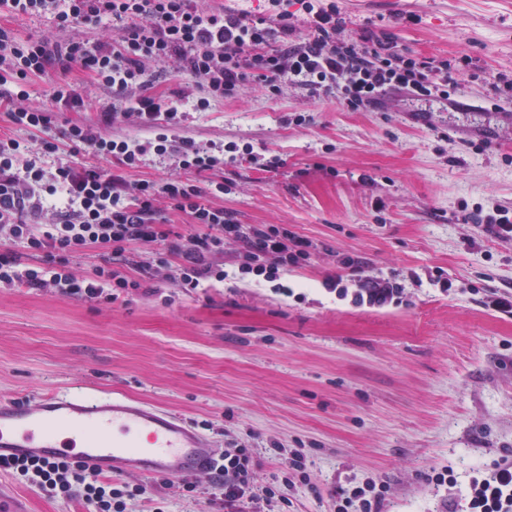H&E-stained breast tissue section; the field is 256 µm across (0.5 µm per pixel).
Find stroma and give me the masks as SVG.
Here are the masks:
<instances>
[{
    "label": "stroma",
    "instance_id": "1",
    "mask_svg": "<svg viewBox=\"0 0 512 512\" xmlns=\"http://www.w3.org/2000/svg\"><path fill=\"white\" fill-rule=\"evenodd\" d=\"M336 6L347 36L372 30L447 61L457 92L481 100L490 83L512 82V0ZM502 106L452 112L390 92L353 111L249 84L190 113L182 133L202 147L248 143L280 157L272 172L225 165L229 189L208 203L309 242L284 281L290 295L249 278L186 293L170 268L125 304L0 287V398L121 390L180 415L216 450L250 449L259 486L277 474L271 443L303 449L312 484L288 512H332V493L364 477L387 488L381 512H448L434 470L452 467L463 483L471 467L512 455V313L495 305L512 301V239L484 221L512 211V99ZM391 275L398 304L356 306L323 286ZM128 480L171 512H224L180 479Z\"/></svg>",
    "mask_w": 512,
    "mask_h": 512
}]
</instances>
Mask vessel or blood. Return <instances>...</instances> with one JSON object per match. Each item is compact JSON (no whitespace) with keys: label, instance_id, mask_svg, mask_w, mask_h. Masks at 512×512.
<instances>
[{"label":"vessel or blood","instance_id":"vessel-or-blood-1","mask_svg":"<svg viewBox=\"0 0 512 512\" xmlns=\"http://www.w3.org/2000/svg\"><path fill=\"white\" fill-rule=\"evenodd\" d=\"M0 456H67L103 475L191 477L215 456L211 437L184 418L113 391H74L35 402L0 399Z\"/></svg>","mask_w":512,"mask_h":512}]
</instances>
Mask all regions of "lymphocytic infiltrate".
<instances>
[{"instance_id":"f902f5d3","label":"lymphocytic infiltrate","mask_w":512,"mask_h":512,"mask_svg":"<svg viewBox=\"0 0 512 512\" xmlns=\"http://www.w3.org/2000/svg\"><path fill=\"white\" fill-rule=\"evenodd\" d=\"M269 16L213 10L203 0H0V12L15 17L51 19L61 38L16 36L0 27V109L13 133H0V286L52 288L60 295L115 303L143 289L161 268L176 262L175 282L184 291L220 283L228 275L268 283L279 281L289 267L306 261L309 244L285 225L238 224L234 213L214 209L204 194H223V182L208 189L175 177L162 182H130L113 174L110 165L139 167L148 152L175 149L182 169L215 170L223 155L188 137H176L187 110L203 112L212 103L233 97L248 81L278 95L291 84L313 95H334L351 109L374 105L386 92L398 90L426 99H448L455 82L444 60L415 59L386 53L373 33L342 38L343 21L334 0H299L308 32L288 39L284 0H268ZM102 28L101 37L80 35L81 27ZM174 63L189 83L177 99L149 94L153 65ZM75 67L120 96L116 103H98L77 83L57 84L50 105L31 102L30 80L54 65ZM96 110L102 125L71 124L64 137L49 135L51 109ZM126 124L147 130L148 138H115L107 126ZM39 132L31 149L19 132ZM90 148L98 165L61 164L46 172L44 158L64 148ZM167 198L190 216L201 232L158 254L154 263L126 270V252L133 245L165 240L168 231L156 220L157 198ZM240 243L244 263L227 273L216 257L225 242ZM108 250L105 264L78 276L67 267L70 254ZM43 253L45 264L23 263L24 252ZM328 292L353 304L380 306L399 302L403 289L392 278H364L348 290L341 281L326 284ZM269 457L279 470L275 483L256 486L252 455L246 448H228L216 456L206 474L218 489L225 512H285L296 483H309L302 451L273 445ZM51 500H76L86 512H166L164 500L146 496L142 487L124 478L105 476L63 457L0 458V473ZM385 490L375 482L353 481L337 493L334 512H379ZM461 512H512V457L476 467L459 494Z\"/></svg>"}]
</instances>
